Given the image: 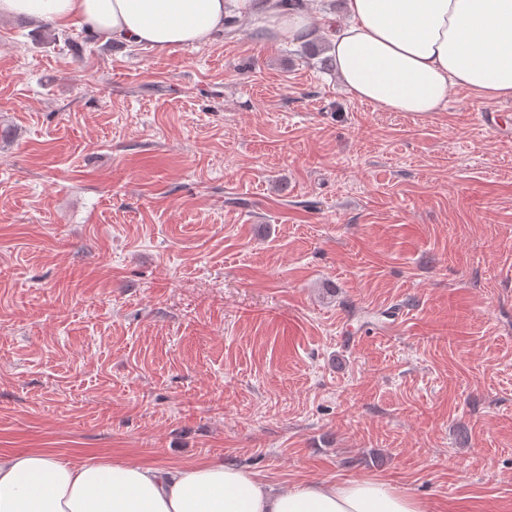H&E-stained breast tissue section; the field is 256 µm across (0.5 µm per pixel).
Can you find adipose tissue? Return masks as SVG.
I'll list each match as a JSON object with an SVG mask.
<instances>
[{
	"label": "adipose tissue",
	"mask_w": 512,
	"mask_h": 512,
	"mask_svg": "<svg viewBox=\"0 0 512 512\" xmlns=\"http://www.w3.org/2000/svg\"><path fill=\"white\" fill-rule=\"evenodd\" d=\"M330 39L339 81L387 112L443 109L452 87L512 98V0H346ZM0 15L86 27L157 54L207 42L247 17L277 41L303 39L308 8L285 0H0ZM0 512H427L380 480L301 481L274 490L213 461L158 466L62 459L32 449L0 455Z\"/></svg>",
	"instance_id": "obj_1"
}]
</instances>
